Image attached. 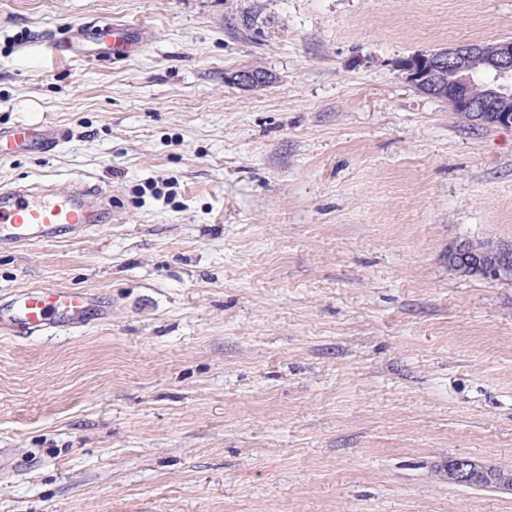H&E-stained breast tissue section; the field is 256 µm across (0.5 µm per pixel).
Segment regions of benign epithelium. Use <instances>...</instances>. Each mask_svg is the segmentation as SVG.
Returning a JSON list of instances; mask_svg holds the SVG:
<instances>
[{"label":"benign epithelium","instance_id":"obj_1","mask_svg":"<svg viewBox=\"0 0 512 512\" xmlns=\"http://www.w3.org/2000/svg\"><path fill=\"white\" fill-rule=\"evenodd\" d=\"M407 80L421 92L448 102L454 112H466L476 125H512V109L504 102L512 97V38L483 43H460L448 49L404 63ZM483 91L476 92V86ZM448 267L462 275L500 279L512 268V247L491 244L480 255L468 242L448 249ZM446 479L450 485L490 483L501 491H512V471L486 465L468 457L448 460Z\"/></svg>","mask_w":512,"mask_h":512}]
</instances>
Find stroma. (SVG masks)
Returning a JSON list of instances; mask_svg holds the SVG:
<instances>
[{
    "label": "stroma",
    "mask_w": 512,
    "mask_h": 512,
    "mask_svg": "<svg viewBox=\"0 0 512 512\" xmlns=\"http://www.w3.org/2000/svg\"><path fill=\"white\" fill-rule=\"evenodd\" d=\"M102 18L133 56L40 55ZM510 37L512 0H0V126L65 131L0 182L87 176L120 212L0 248V296L104 312L0 334V512H512L443 477L512 469V280L448 268L512 244V127L400 69ZM90 295L77 288L41 287L0 299V331L36 336L49 328H81L95 315ZM446 479L450 485H471L480 482L490 483L498 490L512 491V471L486 465L468 457L448 460Z\"/></svg>",
    "instance_id": "obj_1"
}]
</instances>
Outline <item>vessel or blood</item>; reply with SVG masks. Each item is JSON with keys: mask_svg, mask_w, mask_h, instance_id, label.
<instances>
[{"mask_svg": "<svg viewBox=\"0 0 512 512\" xmlns=\"http://www.w3.org/2000/svg\"><path fill=\"white\" fill-rule=\"evenodd\" d=\"M131 25L103 19L85 32L112 60H124L134 46ZM64 137L58 126L19 121L0 127V161L19 151H47ZM111 200L92 181L77 177L47 179L0 187V247L36 242H62L83 236L95 224L115 221ZM95 315L90 295L77 288L41 287L10 293L0 299V332L35 336L50 328H81Z\"/></svg>", "mask_w": 512, "mask_h": 512, "instance_id": "obj_1", "label": "vessel or blood"}]
</instances>
